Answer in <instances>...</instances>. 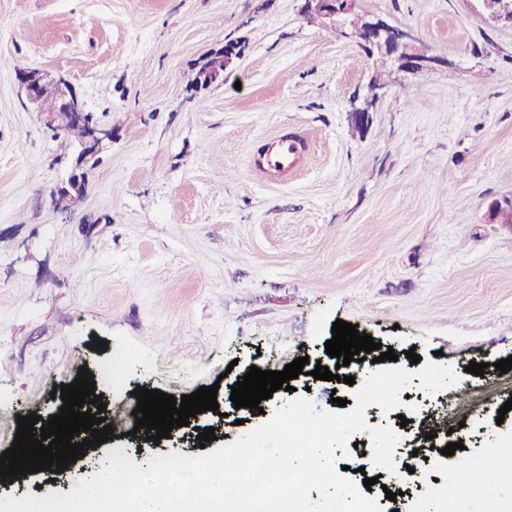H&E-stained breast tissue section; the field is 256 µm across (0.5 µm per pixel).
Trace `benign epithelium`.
Segmentation results:
<instances>
[{
  "mask_svg": "<svg viewBox=\"0 0 512 512\" xmlns=\"http://www.w3.org/2000/svg\"><path fill=\"white\" fill-rule=\"evenodd\" d=\"M357 2L358 0H305L303 14L329 21L337 35L352 40L357 37L356 21L365 22L367 40L362 46L368 50L370 56H385L392 73H413L448 63L441 56L417 50L416 37L410 29L392 26L376 16L360 13ZM481 4L483 13L489 19L512 22V3L508 0H481ZM242 55L241 45H222L209 54V66L195 72L191 86L200 89L217 81L224 76V71L232 70L238 65ZM16 76L29 102L42 116L49 130L62 132L71 125H80L85 130L83 141L73 158L68 180L57 189V196L73 203L82 194L84 167L101 150L104 142L112 140V127L94 120L93 114L86 111L83 100L66 80L52 79L49 74L39 70H24L16 73ZM368 89V96L361 100L355 98L351 104V114L358 125L367 120L377 98L387 91V85L371 81ZM47 97L56 100V107L52 111L42 108V102Z\"/></svg>",
  "mask_w": 512,
  "mask_h": 512,
  "instance_id": "benign-epithelium-1",
  "label": "benign epithelium"
}]
</instances>
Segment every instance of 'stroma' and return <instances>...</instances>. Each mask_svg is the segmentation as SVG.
<instances>
[{
    "mask_svg": "<svg viewBox=\"0 0 512 512\" xmlns=\"http://www.w3.org/2000/svg\"><path fill=\"white\" fill-rule=\"evenodd\" d=\"M303 0H0V57L73 84L112 128L83 197L58 203L78 151L48 130L10 68H0V406L55 415L54 387L136 352L124 383H98L108 411L132 413L136 388L175 397L239 377L253 356L281 371L324 354L343 320L397 355L458 369L471 393L416 399L409 429L447 409L468 443L434 467L498 455L512 464V24L479 0H358V10L417 38L447 65L396 75L356 126L370 74L357 42L308 23ZM235 39L244 55L195 92L196 67ZM304 135L291 176L251 168L267 140ZM106 343L92 348L93 340ZM484 364L483 375L465 364ZM295 394L337 411L358 388L297 380ZM206 414L216 438L157 446L103 443L130 468L156 455L214 451L267 422ZM66 483L54 472L0 486L24 512Z\"/></svg>",
    "mask_w": 512,
    "mask_h": 512,
    "instance_id": "1",
    "label": "stroma"
}]
</instances>
